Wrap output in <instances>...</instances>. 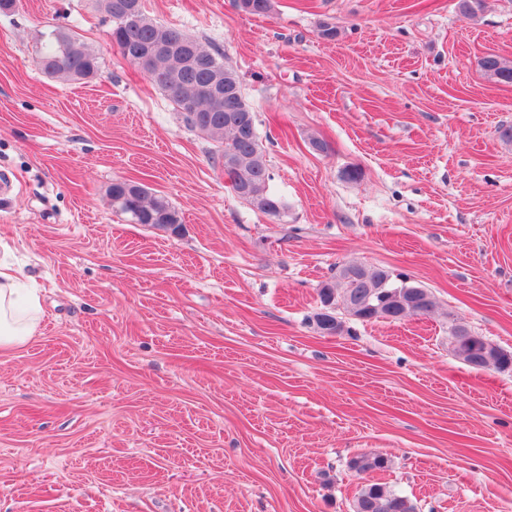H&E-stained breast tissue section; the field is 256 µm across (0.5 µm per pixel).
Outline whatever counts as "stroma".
Segmentation results:
<instances>
[{"instance_id": "obj_1", "label": "stroma", "mask_w": 512, "mask_h": 512, "mask_svg": "<svg viewBox=\"0 0 512 512\" xmlns=\"http://www.w3.org/2000/svg\"><path fill=\"white\" fill-rule=\"evenodd\" d=\"M457 2L276 0L258 18L145 0L237 72L279 220L122 60L98 0L0 14V258L43 310L0 352V512H353L362 453L417 512H512V371L450 345L461 324L512 352V83L480 67L512 61V0L474 18ZM64 23L97 77L40 70L41 32ZM118 179L181 226L113 210ZM351 261L407 274L435 311L320 333L318 288ZM480 66L489 78L512 83V61L507 62L496 55H488L481 59ZM349 468L357 475H368L388 468V459L379 454L362 453L353 457Z\"/></svg>"}]
</instances>
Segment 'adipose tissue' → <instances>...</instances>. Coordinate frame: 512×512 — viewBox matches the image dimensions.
Instances as JSON below:
<instances>
[{
	"mask_svg": "<svg viewBox=\"0 0 512 512\" xmlns=\"http://www.w3.org/2000/svg\"><path fill=\"white\" fill-rule=\"evenodd\" d=\"M42 316L39 290L25 285L21 273L0 262V351L26 344Z\"/></svg>",
	"mask_w": 512,
	"mask_h": 512,
	"instance_id": "1",
	"label": "adipose tissue"
}]
</instances>
